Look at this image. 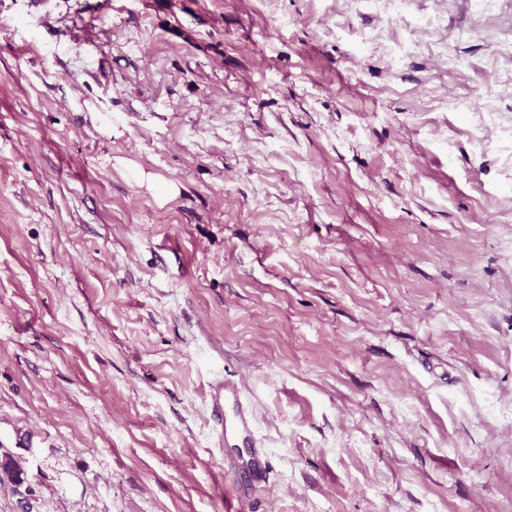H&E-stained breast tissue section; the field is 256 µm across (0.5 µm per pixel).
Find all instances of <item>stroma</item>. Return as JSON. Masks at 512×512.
I'll return each mask as SVG.
<instances>
[{
	"label": "stroma",
	"instance_id": "1",
	"mask_svg": "<svg viewBox=\"0 0 512 512\" xmlns=\"http://www.w3.org/2000/svg\"><path fill=\"white\" fill-rule=\"evenodd\" d=\"M510 41L512 0H0V512H512ZM230 402L234 407V416L231 420H223L224 404ZM209 404L211 413L216 421L215 436L221 445L228 436H240L244 441L251 439L252 414L249 404L243 399L238 384L229 380H217L210 385Z\"/></svg>",
	"mask_w": 512,
	"mask_h": 512
}]
</instances>
